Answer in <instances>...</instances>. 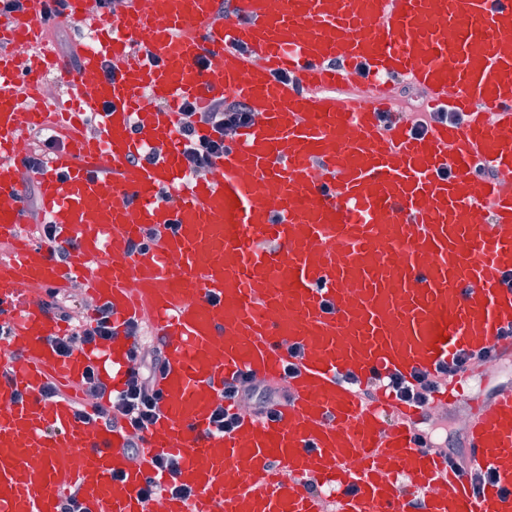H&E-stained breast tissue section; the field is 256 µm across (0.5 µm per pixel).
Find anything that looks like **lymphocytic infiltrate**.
<instances>
[{
  "mask_svg": "<svg viewBox=\"0 0 512 512\" xmlns=\"http://www.w3.org/2000/svg\"><path fill=\"white\" fill-rule=\"evenodd\" d=\"M179 115L177 139L180 158L184 169L194 175L210 172L214 159L224 152L225 137L235 134L255 118L245 103L225 98L214 100L205 107L190 100L183 101ZM44 306L48 313L61 317L70 325L68 334L51 340L58 356H69L79 347L99 350L106 347L113 336L112 311L108 306L98 304L91 311H84L82 303L65 290L49 292ZM148 329L147 321L142 319H134L127 324V333L134 342L123 391L112 393L94 364L89 365L74 391H67L51 378L42 387L46 398L70 401L78 419L126 429L129 433L127 452L134 459L142 453L143 432L157 417L159 396L155 379L165 365L161 346L147 340ZM471 365V355L461 353L439 367L436 374L420 372L409 379L393 374L384 377L382 384L397 399L423 405L430 402L432 393L442 381L466 371ZM285 395L282 387L266 384L250 374L239 375L225 383L212 412L210 430L216 434L232 431L240 418L238 410L242 407L253 416L273 417ZM155 464L161 479L139 489L142 499L154 502L166 494L187 499L192 497V490L175 480L178 470L176 458L161 455L156 457Z\"/></svg>",
  "mask_w": 512,
  "mask_h": 512,
  "instance_id": "obj_1",
  "label": "lymphocytic infiltrate"
}]
</instances>
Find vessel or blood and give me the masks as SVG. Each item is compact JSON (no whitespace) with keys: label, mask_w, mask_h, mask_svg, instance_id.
<instances>
[{"label":"vessel or blood","mask_w":512,"mask_h":512,"mask_svg":"<svg viewBox=\"0 0 512 512\" xmlns=\"http://www.w3.org/2000/svg\"><path fill=\"white\" fill-rule=\"evenodd\" d=\"M43 3L0 14V355L12 361L0 512H57L74 482L85 512H150L138 490L158 454L180 458L176 479L194 492L165 497L166 512H512L511 384L475 398L461 374L434 393L432 405L466 406L467 460L453 465L421 429L427 408L383 392L366 404L342 380L431 372L462 351L512 361V0H235L222 20L218 0H125L110 18L67 0L65 20L95 36L75 67L45 49ZM398 80L463 123L417 135L383 122ZM45 82L56 95L36 93ZM228 96L255 119L188 177L178 107ZM51 125L65 146L35 178L66 265L24 232L16 146ZM148 150L157 159L136 163ZM147 225L160 242L129 253ZM76 280L112 310L99 373L113 392L126 322L149 315L165 343L138 460L127 431L41 392L49 376L75 388L93 355L54 352L69 326L27 286ZM242 373L285 383L289 401L210 433L215 399Z\"/></svg>","instance_id":"vessel-or-blood-1"}]
</instances>
